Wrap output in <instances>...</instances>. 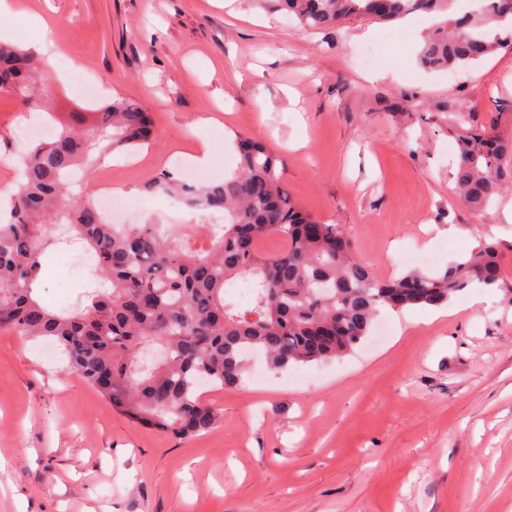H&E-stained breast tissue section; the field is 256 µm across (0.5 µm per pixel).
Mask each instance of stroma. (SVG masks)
I'll list each match as a JSON object with an SVG mask.
<instances>
[{
	"label": "stroma",
	"instance_id": "obj_1",
	"mask_svg": "<svg viewBox=\"0 0 512 512\" xmlns=\"http://www.w3.org/2000/svg\"><path fill=\"white\" fill-rule=\"evenodd\" d=\"M0 18L6 41L36 49L58 110L120 95L151 112L156 138L114 155L126 197L146 201L129 224H191L198 215L147 184L181 183L200 144L220 182L234 140L283 156V182L304 211L340 225L376 275L444 269L480 243L504 259L493 289L474 284L448 314L381 310L353 351L207 389L208 431L178 438L140 425L76 374L46 340L0 330V512H512V190L484 213L455 192L453 112L498 114L512 137V50L447 71L416 52L436 16L356 18L309 30L277 0H22ZM41 14L42 41L24 18ZM271 102L266 113L257 101ZM24 122L0 96V191L16 179L8 141ZM69 250L44 261L50 308L76 310L93 286Z\"/></svg>",
	"mask_w": 512,
	"mask_h": 512
}]
</instances>
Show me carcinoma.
<instances>
[{
	"mask_svg": "<svg viewBox=\"0 0 512 512\" xmlns=\"http://www.w3.org/2000/svg\"><path fill=\"white\" fill-rule=\"evenodd\" d=\"M299 22L320 29L350 17L392 21L414 12H442L448 0H281ZM512 48V0H487L477 15L435 29L417 58L426 69L480 61ZM38 58L0 41V95L27 110L48 113L49 140L14 150L20 175L0 215V328L55 341L67 370L97 388L131 420L194 436L218 413L197 383H240L245 351L263 352L285 368L340 357L367 336L382 308L441 306L474 282L500 280L501 255L482 243L438 273L409 272L380 279L354 253L336 224L305 213L282 183L283 159L259 141L236 139V170L224 182L184 188L160 178L187 205L224 213L222 224H193L177 238L159 224H111L89 192L91 151L106 156L151 141L154 123L142 105L116 96L96 109L57 116L34 91ZM456 192L481 212L512 184V139L459 111ZM67 224L74 237L55 236ZM277 236L284 248L262 253L256 244ZM78 242L96 259L100 286L85 292L82 310L53 311L35 297L43 261L54 245ZM247 276L255 297L248 307L226 299L224 283Z\"/></svg>",
	"mask_w": 512,
	"mask_h": 512,
	"instance_id": "1",
	"label": "carcinoma"
}]
</instances>
